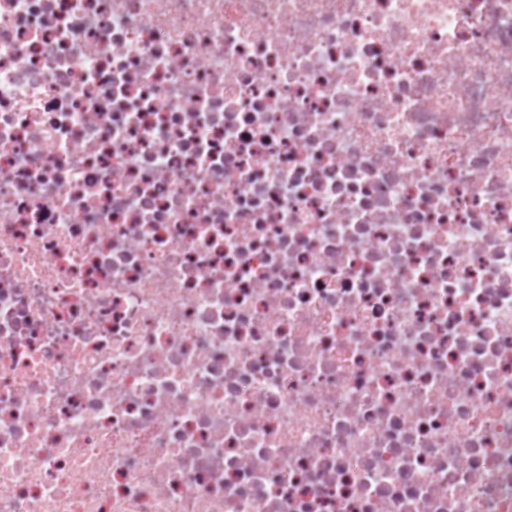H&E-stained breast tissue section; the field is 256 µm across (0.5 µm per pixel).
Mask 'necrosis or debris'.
<instances>
[{
	"label": "necrosis or debris",
	"instance_id": "1",
	"mask_svg": "<svg viewBox=\"0 0 512 512\" xmlns=\"http://www.w3.org/2000/svg\"><path fill=\"white\" fill-rule=\"evenodd\" d=\"M0 512H512V0H0Z\"/></svg>",
	"mask_w": 512,
	"mask_h": 512
}]
</instances>
